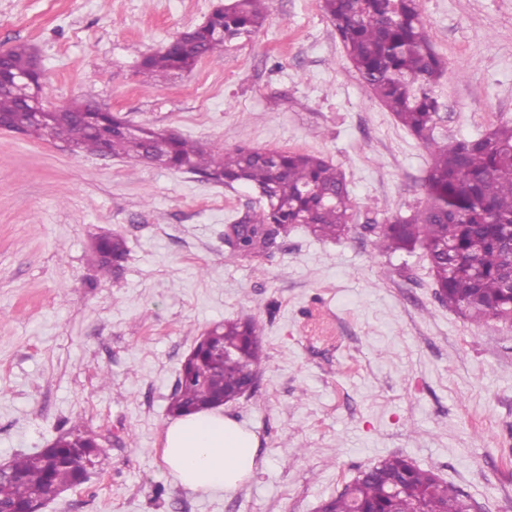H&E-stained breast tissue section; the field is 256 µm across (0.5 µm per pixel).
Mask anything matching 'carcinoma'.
<instances>
[{"instance_id":"1","label":"carcinoma","mask_w":512,"mask_h":512,"mask_svg":"<svg viewBox=\"0 0 512 512\" xmlns=\"http://www.w3.org/2000/svg\"><path fill=\"white\" fill-rule=\"evenodd\" d=\"M266 0H228L207 21L183 32L162 49L142 57L138 72L147 82L193 68L202 58L248 38L262 27ZM349 61L367 91L417 138L427 141L438 102L433 87L443 61L434 51L422 21L419 0H321ZM36 56L18 44L7 50L13 74L33 75L35 86L0 93V115L24 135L75 145V154L110 155L134 164L200 175L232 188L257 191L264 207L224 232L230 256H257L264 225L284 239L298 225L318 238L338 239L348 229L353 201L339 168L325 158L300 152H275L238 146L206 147L173 133L138 127L125 133V120L88 112L72 101L48 109L47 124L36 125L25 112L33 96L46 98L34 73ZM88 118L93 130L80 134L74 117ZM428 203L417 216L397 219L377 233L378 248L391 252L424 249L438 296L476 323L512 320V288L504 270L512 264L508 227L512 225V125H500L475 138L437 145L425 180ZM92 251L99 268L119 273L128 249L116 233L96 235ZM228 351L224 358L214 351ZM265 358L257 323L227 319L209 331L186 361L168 405L173 417L216 408L250 392ZM97 439L70 428L31 454L7 463L12 477L0 479V504L21 509L79 486L99 464ZM328 512H469L467 497L432 471L402 456H391L360 472L355 482L325 501Z\"/></svg>"}]
</instances>
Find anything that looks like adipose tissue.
<instances>
[{"label":"adipose tissue","instance_id":"obj_1","mask_svg":"<svg viewBox=\"0 0 512 512\" xmlns=\"http://www.w3.org/2000/svg\"><path fill=\"white\" fill-rule=\"evenodd\" d=\"M162 453L169 474L182 486L228 491L252 477L257 440L217 409L169 422Z\"/></svg>","mask_w":512,"mask_h":512}]
</instances>
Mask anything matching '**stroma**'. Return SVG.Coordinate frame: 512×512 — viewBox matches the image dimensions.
<instances>
[{
	"instance_id": "obj_1",
	"label": "stroma",
	"mask_w": 512,
	"mask_h": 512,
	"mask_svg": "<svg viewBox=\"0 0 512 512\" xmlns=\"http://www.w3.org/2000/svg\"><path fill=\"white\" fill-rule=\"evenodd\" d=\"M218 0H0V49L32 46L52 100L210 145L321 155L355 201L347 234L299 227L229 260L224 227L256 194L76 155L0 131V463L80 426L103 454L41 512H318L393 455L479 512H512V322L436 297L423 250L384 254L382 224L424 207L431 143L364 87L319 0H269L263 26L155 85L136 64ZM445 62L439 144L512 123V0H420ZM128 246L101 276L92 236ZM254 318L267 360L224 415L258 439L253 477L195 492L162 458L182 364L214 324Z\"/></svg>"
}]
</instances>
